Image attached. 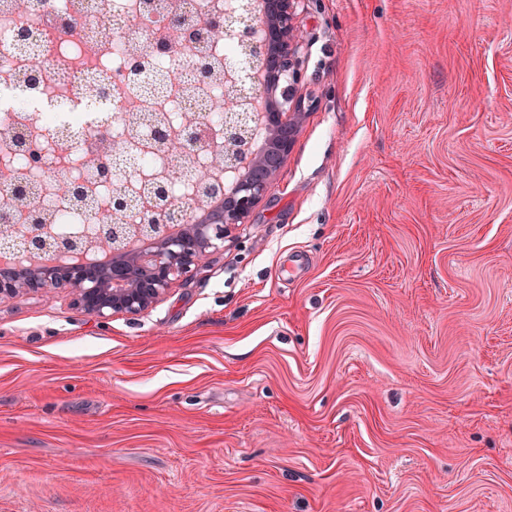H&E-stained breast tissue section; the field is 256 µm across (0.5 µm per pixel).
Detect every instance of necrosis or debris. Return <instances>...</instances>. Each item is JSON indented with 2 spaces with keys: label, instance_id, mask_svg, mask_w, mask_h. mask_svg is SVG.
Instances as JSON below:
<instances>
[{
  "label": "necrosis or debris",
  "instance_id": "necrosis-or-debris-1",
  "mask_svg": "<svg viewBox=\"0 0 512 512\" xmlns=\"http://www.w3.org/2000/svg\"><path fill=\"white\" fill-rule=\"evenodd\" d=\"M236 4L237 0H30L22 10L17 0H0V92L18 89L24 98L22 106L0 111V154L12 158L8 174L0 173V214L9 213L13 223L25 224L30 214L39 212L49 217L56 236H95L100 212L72 204L51 186L75 176L78 157L99 152L103 141L112 138L119 114L146 110L177 129L185 128L187 115H200L195 144L170 153L156 145L145 150L128 144L131 165L116 167L109 186L85 180V191L89 198L109 201L113 190L125 187L139 171H157L166 162L174 173L163 182L166 192L171 198H184L197 170L207 163L208 155L198 150V143L213 147L224 142L226 84L221 79L195 82L193 59H209L244 87L253 85L257 68L232 32L209 34L203 45H188L167 18L181 15L188 23L201 25ZM21 28L30 33L23 50L14 41ZM163 41L172 45V52H156V44ZM132 50L144 56L148 69L168 74L164 92L147 99L119 79ZM34 71L41 79L31 86L26 79ZM94 94L111 109L93 119L86 105ZM59 99L67 102V111H56ZM54 132L65 135L54 166L34 167L32 147ZM7 183L24 185L22 203L4 191Z\"/></svg>",
  "mask_w": 512,
  "mask_h": 512
}]
</instances>
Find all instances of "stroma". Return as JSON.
Masks as SVG:
<instances>
[{"instance_id": "stroma-1", "label": "stroma", "mask_w": 512, "mask_h": 512, "mask_svg": "<svg viewBox=\"0 0 512 512\" xmlns=\"http://www.w3.org/2000/svg\"><path fill=\"white\" fill-rule=\"evenodd\" d=\"M288 159L147 312L0 302V512H512V0H305Z\"/></svg>"}]
</instances>
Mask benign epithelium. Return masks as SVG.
<instances>
[{"label": "benign epithelium", "mask_w": 512, "mask_h": 512, "mask_svg": "<svg viewBox=\"0 0 512 512\" xmlns=\"http://www.w3.org/2000/svg\"><path fill=\"white\" fill-rule=\"evenodd\" d=\"M263 14L251 5L239 16L226 14L209 19L207 26L227 27L235 22L237 34L246 51L271 82L259 89H248L231 100L224 113V145L215 152L212 165L224 171H238L243 157L251 154V142L242 134L247 120L243 106L255 104L258 96L272 102L267 113L272 133L268 151L254 158L239 176L232 191L222 194L218 211L177 206L166 199L164 186L147 193L151 205L138 224H123L131 194L117 190L98 224V233L87 241L59 240L48 232L45 218L36 217L24 225L25 250L18 255L25 265L15 277L0 276V301L49 289H63L72 296L73 305L87 315L107 319L115 314L138 316L161 300L179 277L192 278L212 252L224 244V237L243 224L262 201L268 184L285 164L295 137L315 100L301 96L304 82L299 40L294 27L299 0H263ZM57 137L50 146L32 153L36 167L53 164ZM89 248L112 250V265L103 268L67 266L53 262V256L66 251Z\"/></svg>", "instance_id": "obj_1"}]
</instances>
